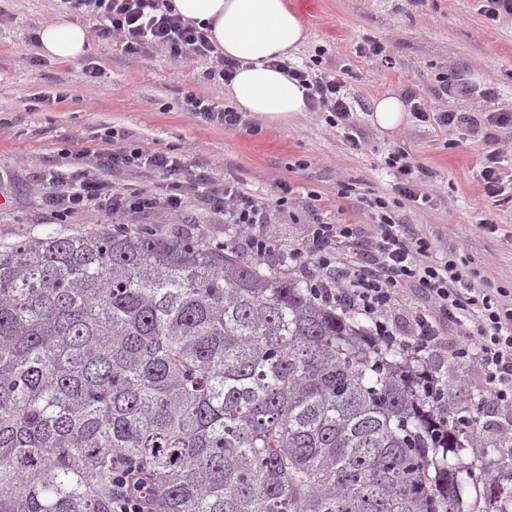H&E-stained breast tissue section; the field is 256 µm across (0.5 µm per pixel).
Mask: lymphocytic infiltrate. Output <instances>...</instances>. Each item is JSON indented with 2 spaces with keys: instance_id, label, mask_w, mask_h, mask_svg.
Segmentation results:
<instances>
[{
  "instance_id": "f902f5d3",
  "label": "lymphocytic infiltrate",
  "mask_w": 512,
  "mask_h": 512,
  "mask_svg": "<svg viewBox=\"0 0 512 512\" xmlns=\"http://www.w3.org/2000/svg\"><path fill=\"white\" fill-rule=\"evenodd\" d=\"M72 12L95 20L97 35L118 40L123 51L139 55L163 47L188 61L212 60L210 81L229 84L237 65L224 58L208 32L199 30L175 14L168 0H66ZM324 49H316L309 65L289 67L288 75L305 90L307 107L321 112L329 126L347 129L351 149L361 140L355 130L351 108L340 74L323 69ZM110 138L87 146L55 162L42 187L49 198L65 209H90L114 216L164 208L178 213L184 195L179 176L183 170L178 155L171 151L143 147L111 148ZM94 169H87V162ZM386 164L396 170L395 198L369 200L371 229L359 224H314L305 250H290L288 261L309 266L307 284L312 297L324 304L347 308L361 315L375 336L396 346L400 339L384 319L396 305L402 289H422L430 302L429 312H418L411 352L423 356L441 346L445 338L440 319L461 327L463 335L453 346L454 357L475 363L486 371V385L495 404L512 409V302L505 289L481 287L476 274L456 248L436 256L431 243L412 225L403 223L402 201H418L425 169L403 150L389 153ZM142 167L169 179L165 197L149 189L117 192L106 172L123 167ZM192 184L208 197L214 214L236 225L246 235V246L256 259H265L276 245L264 230L265 202L240 190L234 183H216L207 169H197Z\"/></svg>"
}]
</instances>
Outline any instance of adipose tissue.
Instances as JSON below:
<instances>
[{"mask_svg":"<svg viewBox=\"0 0 512 512\" xmlns=\"http://www.w3.org/2000/svg\"><path fill=\"white\" fill-rule=\"evenodd\" d=\"M170 2L186 21L210 27L225 57L239 62L228 88L237 110L282 126L304 111V89L273 66L293 57L306 39L301 16L287 0ZM39 47L49 58L72 61L87 54L90 43L82 25L49 22L39 31Z\"/></svg>","mask_w":512,"mask_h":512,"instance_id":"1","label":"adipose tissue"}]
</instances>
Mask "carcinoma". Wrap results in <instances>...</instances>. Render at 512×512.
<instances>
[{
	"instance_id": "cac0c4a2",
	"label": "carcinoma",
	"mask_w": 512,
	"mask_h": 512,
	"mask_svg": "<svg viewBox=\"0 0 512 512\" xmlns=\"http://www.w3.org/2000/svg\"><path fill=\"white\" fill-rule=\"evenodd\" d=\"M228 245L146 227L0 248V512H466L481 414ZM486 512L512 485L483 482Z\"/></svg>"
}]
</instances>
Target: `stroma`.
<instances>
[{
  "instance_id": "obj_1",
  "label": "stroma",
  "mask_w": 512,
  "mask_h": 512,
  "mask_svg": "<svg viewBox=\"0 0 512 512\" xmlns=\"http://www.w3.org/2000/svg\"><path fill=\"white\" fill-rule=\"evenodd\" d=\"M300 10L308 38L295 64L315 48L326 51L324 67L349 70L348 96L363 141L351 150L343 129L330 127L309 111L281 127L247 117L237 128L205 122L183 105L187 92L230 105L223 87L206 79L210 61L187 62L169 50L126 54L116 41L92 38L80 59L60 62L31 44L43 23H68L74 16L64 0H5L10 14L0 25V244L23 236L92 232L110 225L100 214L63 212L41 186L44 169L62 149L93 145L107 131L125 146L176 150L184 169L211 170L217 180L237 179L244 189L269 202L267 229L281 249L301 247L309 224H367L366 199L394 192L395 178L385 165L401 148L426 168L428 202H404L401 214L426 236L433 252L463 250L490 288L512 290V127L497 132L498 170L503 193L485 195L479 172L487 146L474 128L485 114L512 109V18L492 22L481 0H289ZM382 48L373 55L372 45ZM101 78H88L87 65ZM456 76L458 94H443L442 75ZM494 96H485L486 86ZM416 93L429 113L464 112L473 126L443 128L408 117L392 136L370 121L373 101L385 94ZM290 189L287 206L273 205L280 186ZM350 197H338L341 186ZM129 226L148 225L160 236H189L242 247L234 225L212 214L197 193H188L183 210L125 216ZM497 225L482 232V223ZM428 360L441 378L456 376L459 401L483 402L485 443L503 439L489 412L494 402L486 375L477 364L463 365L451 348Z\"/></svg>"
}]
</instances>
